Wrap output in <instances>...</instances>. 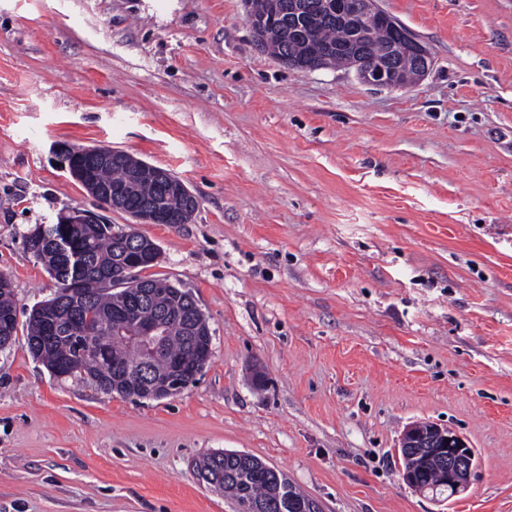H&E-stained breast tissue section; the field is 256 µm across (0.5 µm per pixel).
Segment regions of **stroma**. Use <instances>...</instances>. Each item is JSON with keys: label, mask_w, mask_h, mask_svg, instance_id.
<instances>
[{"label": "stroma", "mask_w": 512, "mask_h": 512, "mask_svg": "<svg viewBox=\"0 0 512 512\" xmlns=\"http://www.w3.org/2000/svg\"><path fill=\"white\" fill-rule=\"evenodd\" d=\"M430 50L412 87L260 51L246 0H0V272L57 291L23 237L98 203L53 147L106 146L198 200L144 274L192 293L209 364L125 398L0 350V512H236L193 467L282 471L323 512H512V0H378ZM477 457L441 501L404 431ZM445 439H450V442H445ZM400 448H420L418 457L422 458V464L434 465L423 467L414 452H405L407 465L413 466L417 483L409 470L403 473L404 481L416 490L420 489V485L428 493L446 494L445 499L454 495L450 488L439 485L442 482L441 474L435 467L438 462L443 458L448 460L443 480L446 485L454 488L456 495L467 487L476 466L475 452L465 440L448 427L434 423L410 427L403 435Z\"/></svg>", "instance_id": "obj_1"}]
</instances>
